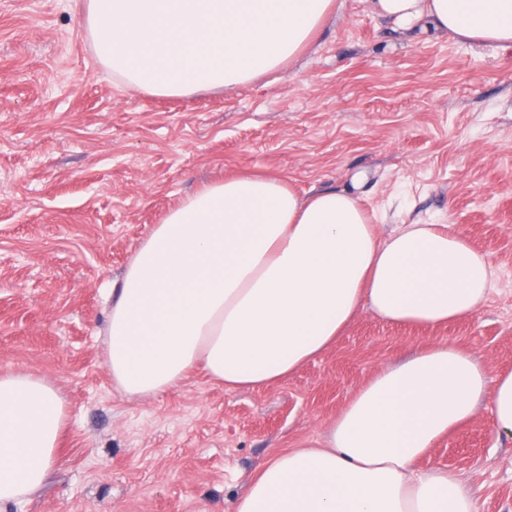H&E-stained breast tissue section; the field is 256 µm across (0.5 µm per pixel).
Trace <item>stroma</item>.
Returning <instances> with one entry per match:
<instances>
[{"mask_svg":"<svg viewBox=\"0 0 512 512\" xmlns=\"http://www.w3.org/2000/svg\"><path fill=\"white\" fill-rule=\"evenodd\" d=\"M276 174L339 189L396 225L446 224L494 272L469 319L399 326L361 311L333 347L261 389L200 371L136 400L112 382V286L152 228L202 186ZM451 343L512 370V48L405 30L345 0L283 69L184 96L124 91L82 0H0V369L53 382L67 428L20 512H233L275 452L325 432L382 367ZM477 512H512V438L491 404L431 448Z\"/></svg>","mask_w":512,"mask_h":512,"instance_id":"obj_1","label":"stroma"}]
</instances>
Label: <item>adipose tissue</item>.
<instances>
[{
	"mask_svg": "<svg viewBox=\"0 0 512 512\" xmlns=\"http://www.w3.org/2000/svg\"><path fill=\"white\" fill-rule=\"evenodd\" d=\"M378 18L512 47V0H369ZM339 0H85L86 27L128 88L184 96L282 68ZM484 255L444 224L387 237L339 190L298 193L272 174L208 185L156 225L125 269L105 362L131 397L164 393L203 368L225 389L279 381L326 352L362 308L399 325L471 318L491 288ZM512 436V371L488 378L449 343L373 375L323 438L276 454L234 512H477L460 477L416 462L484 397ZM48 379L0 372V512L42 489L66 426Z\"/></svg>",
	"mask_w": 512,
	"mask_h": 512,
	"instance_id": "1",
	"label": "adipose tissue"
}]
</instances>
